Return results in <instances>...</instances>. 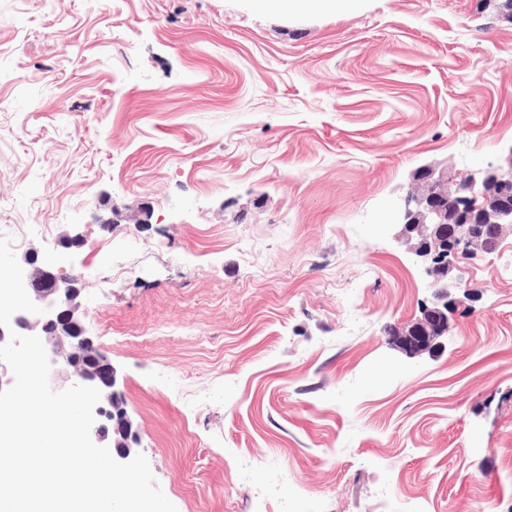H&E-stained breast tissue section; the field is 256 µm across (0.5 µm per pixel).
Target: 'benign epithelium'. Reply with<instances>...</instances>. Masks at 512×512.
Listing matches in <instances>:
<instances>
[{
    "instance_id": "benign-epithelium-1",
    "label": "benign epithelium",
    "mask_w": 512,
    "mask_h": 512,
    "mask_svg": "<svg viewBox=\"0 0 512 512\" xmlns=\"http://www.w3.org/2000/svg\"><path fill=\"white\" fill-rule=\"evenodd\" d=\"M387 221L399 226L395 239L421 264L435 298L433 306L424 308L414 321L388 326L389 341L408 356L441 351L448 339V312L464 288L451 277L458 256L492 252L512 234V145L500 165L458 180L437 165L420 168L414 185L389 206ZM24 283L30 298L45 313L14 314L11 328L0 327V345L9 341L11 329L36 335L53 365L68 373L75 384L98 388L101 401L94 408L91 438L108 447L115 460H132L137 455V437L116 389V372L107 355L94 353L98 345L82 324V277L61 274L52 263L32 255L26 259Z\"/></svg>"
}]
</instances>
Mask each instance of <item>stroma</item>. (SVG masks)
<instances>
[{
	"label": "stroma",
	"mask_w": 512,
	"mask_h": 512,
	"mask_svg": "<svg viewBox=\"0 0 512 512\" xmlns=\"http://www.w3.org/2000/svg\"><path fill=\"white\" fill-rule=\"evenodd\" d=\"M62 2L0 0V225L84 277L178 512H512V235L409 357L432 290L380 222L512 145L502 0ZM352 1L357 0H289L288 9L295 12H336L343 9L346 2Z\"/></svg>",
	"instance_id": "stroma-1"
}]
</instances>
